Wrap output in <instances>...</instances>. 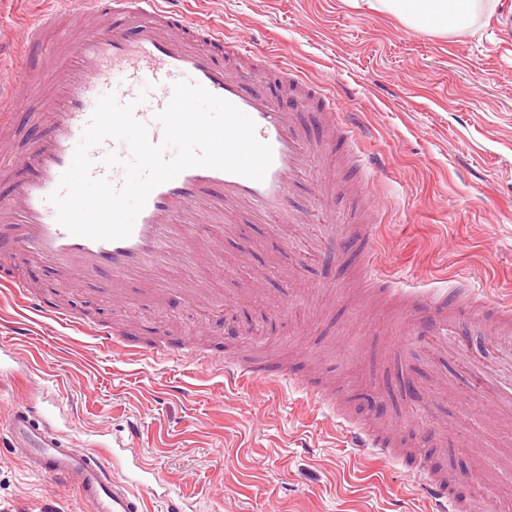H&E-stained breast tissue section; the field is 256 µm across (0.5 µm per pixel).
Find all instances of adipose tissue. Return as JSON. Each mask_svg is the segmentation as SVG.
Returning a JSON list of instances; mask_svg holds the SVG:
<instances>
[{
    "instance_id": "1",
    "label": "adipose tissue",
    "mask_w": 512,
    "mask_h": 512,
    "mask_svg": "<svg viewBox=\"0 0 512 512\" xmlns=\"http://www.w3.org/2000/svg\"><path fill=\"white\" fill-rule=\"evenodd\" d=\"M481 0H362L367 10L389 13L407 27L439 35L456 33L476 16Z\"/></svg>"
}]
</instances>
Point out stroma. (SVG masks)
Instances as JSON below:
<instances>
[{
  "mask_svg": "<svg viewBox=\"0 0 512 512\" xmlns=\"http://www.w3.org/2000/svg\"><path fill=\"white\" fill-rule=\"evenodd\" d=\"M489 2L476 22L446 36L345 0H186V11L228 37L253 40L246 62L224 46L211 51L225 69L257 74L279 107L295 109L301 97L273 63L330 88L362 136L367 166L337 171L343 189L329 207L340 222L378 208V247L369 251L356 235L343 250L322 225L298 234L284 216L200 225L222 262L200 259L197 275L223 298L220 309L189 306L176 291L117 305L6 254L0 277L25 280L43 299L67 289L66 308L120 322L128 347L40 319L15 344L27 375L7 370L0 348V425L33 389L47 388L71 447L131 439L188 512H423L412 472L418 449L469 512H512V484L486 464L493 455L512 466V411L452 382L493 363L481 331L460 321L455 353H426L398 308L356 286L370 252L408 283L443 288L464 275L491 298L512 291V36L499 31L512 0ZM60 9L59 0H0V53L10 63L0 78L22 86L15 48L27 25ZM39 110L24 103L11 132H0L1 200L46 132ZM159 338L193 340L221 359L271 360L333 389L349 417L388 434L396 463L355 454L337 419L300 389L255 381L229 388L213 368L142 356ZM0 512L90 508L76 488H59L15 459L0 464Z\"/></svg>",
  "mask_w": 512,
  "mask_h": 512,
  "instance_id": "35a3bbf8",
  "label": "stroma"
}]
</instances>
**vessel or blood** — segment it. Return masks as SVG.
Returning <instances> with one entry per match:
<instances>
[{"label":"vessel or blood","instance_id":"b4317fda","mask_svg":"<svg viewBox=\"0 0 512 512\" xmlns=\"http://www.w3.org/2000/svg\"><path fill=\"white\" fill-rule=\"evenodd\" d=\"M167 2L77 0L74 13L89 18V25L66 27L60 15H50L29 26L28 42L18 49L25 62L30 42L48 44L47 64L28 75L24 91L38 93L51 84L64 85L66 91L45 99L41 117L46 133L22 162L28 176L9 199L0 201V220L18 226L6 247L48 265L63 282L93 287L118 302L134 294L148 302L165 296V289L154 285L156 256L208 250L191 217L289 211L299 178L311 168L316 153L294 112L252 88L248 78L226 71L208 51L209 45L225 42L235 53L248 55L253 51L248 40L225 39L223 27L200 18L189 20ZM181 80L200 84L254 121L256 138L272 149V163L263 180L192 167L151 191L129 237L93 240L70 234L57 222L48 197L69 167L98 100L112 93L119 102L134 103L135 118L146 125L149 141L157 145L164 129L156 115L168 106L173 86ZM111 152L124 158L129 155L124 142L104 139L89 151L91 173L119 186L124 181L122 168L103 163ZM358 280L373 297L402 310L410 335L444 344L456 335L458 320L467 316L477 326L489 328L490 344L512 337L511 297L492 300L472 284L453 296L444 288H397L392 275L369 257L358 270ZM4 286L32 314L68 320V312L46 308L24 282L8 280ZM143 354L155 360L208 361L204 352L186 343L176 349L165 344L151 346ZM220 370L225 384L232 387L246 380L277 382L289 377L287 369L273 371L241 359L221 361ZM35 412V406L28 404L17 408L6 430L0 431L1 463L19 458L59 485L76 486L93 512H147V503L157 499L165 512H186L183 503L167 492L159 473L147 464L139 461L134 471H119L111 456L65 445L56 427ZM342 425L353 447L395 460L396 451L382 434L347 418ZM415 477L434 512H462L426 462H418Z\"/></svg>","mask_w":512,"mask_h":512}]
</instances>
